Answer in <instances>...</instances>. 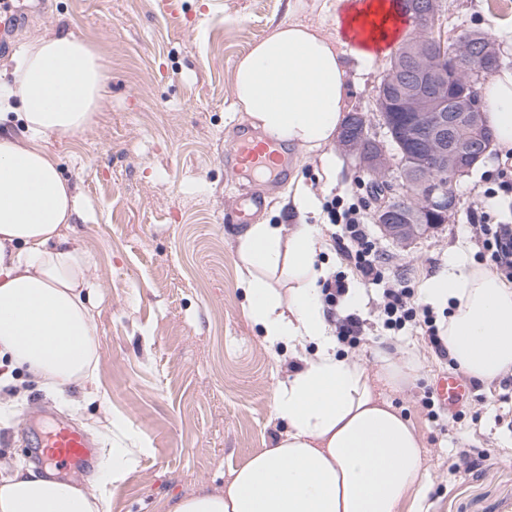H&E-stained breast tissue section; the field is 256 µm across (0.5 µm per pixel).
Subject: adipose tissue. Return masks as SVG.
Instances as JSON below:
<instances>
[{
	"label": "adipose tissue",
	"mask_w": 512,
	"mask_h": 512,
	"mask_svg": "<svg viewBox=\"0 0 512 512\" xmlns=\"http://www.w3.org/2000/svg\"><path fill=\"white\" fill-rule=\"evenodd\" d=\"M331 8L334 34L299 20L278 24L234 74L235 105L251 125L308 152L330 146L343 122V56L370 66L400 44L395 0H333ZM482 93L492 147L512 153V70ZM104 94L100 56L71 34L24 43L0 79V124L14 116L24 127L22 136L0 135V366L60 397L97 378L101 283L92 252L68 234L80 212L45 142L90 127ZM322 246L317 224H254L242 235L246 314L269 348L302 355L273 395V414L288 429L232 471L223 491L173 499L169 512H402L423 496L430 476L420 434L362 364L338 352L320 288L329 275ZM278 272L287 291L272 283ZM422 298L447 307L443 339L460 370L485 384L512 372V284L459 257ZM132 464L126 449H109L96 478L76 486L2 458L0 512H102L109 486Z\"/></svg>",
	"instance_id": "1"
}]
</instances>
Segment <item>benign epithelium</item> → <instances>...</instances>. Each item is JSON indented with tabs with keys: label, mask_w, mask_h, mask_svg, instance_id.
Here are the masks:
<instances>
[{
	"label": "benign epithelium",
	"mask_w": 512,
	"mask_h": 512,
	"mask_svg": "<svg viewBox=\"0 0 512 512\" xmlns=\"http://www.w3.org/2000/svg\"><path fill=\"white\" fill-rule=\"evenodd\" d=\"M408 15L419 28L432 34L420 39L404 64L388 69L377 87V111L391 139L374 141V149L365 155L359 151L352 133L344 130L340 135L341 145L358 156L365 170L385 176L396 172V185L418 199L419 210L427 216L425 224L402 216L394 205L376 214L385 234L400 241L448 223L458 205L452 185L484 159L491 148V138L481 132L479 113L470 111L467 98L458 99L457 111H448V64L464 66L473 75L482 76L498 60L497 49L489 37L485 38L482 52L475 55L467 40L456 38L450 42L442 33L433 34L442 15L440 0H411ZM407 72L413 76L410 81L403 79ZM398 86L402 87L400 103L418 123L407 142L395 133L393 113L388 111L385 97V90ZM427 104L434 105L435 111H423ZM463 121L476 131L475 135L461 134ZM436 168L447 172L448 179L429 176Z\"/></svg>",
	"instance_id": "benign-epithelium-1"
}]
</instances>
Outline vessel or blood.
Segmentation results:
<instances>
[{"mask_svg":"<svg viewBox=\"0 0 512 512\" xmlns=\"http://www.w3.org/2000/svg\"><path fill=\"white\" fill-rule=\"evenodd\" d=\"M27 0H13L8 7L0 6V51L8 47L10 34L25 17ZM227 165L233 176L265 175L282 184L288 172L282 165V152L278 142L270 138L259 139L242 134L226 148ZM267 205V193L262 188L250 189L235 205L233 213L237 222L244 223ZM472 387L459 374H448L436 386V395L449 412L458 411L468 402ZM42 464L55 470L77 467L89 462L92 443L78 427L64 424L49 432L41 442Z\"/></svg>","mask_w":512,"mask_h":512,"instance_id":"vessel-or-blood-1","label":"vessel or blood"}]
</instances>
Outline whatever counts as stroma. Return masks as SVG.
<instances>
[{
	"mask_svg": "<svg viewBox=\"0 0 512 512\" xmlns=\"http://www.w3.org/2000/svg\"><path fill=\"white\" fill-rule=\"evenodd\" d=\"M294 0H47L15 42L70 33L101 57L106 94L90 128L55 135L46 146L74 187L81 217L79 240L95 254L103 281L95 309L98 377L108 406L76 389L49 395L23 379V394L0 410V456L33 464L38 424L47 411L91 435L99 452L128 447L108 432L105 415L127 423L140 452L125 480L109 487L105 512H169L175 498L199 488L220 490L228 473L255 451L273 447L285 426L272 411L273 392L291 372L287 347L269 349L246 315L238 282L239 237L245 227L225 222L248 186L224 173V148L245 128L236 109L237 59L278 24L293 20ZM449 35L495 20L512 24V0H442ZM387 61L368 66L347 58L345 112L361 113L380 136L375 89ZM287 185L274 192L257 222L318 224L321 262L342 273L354 308L365 321L358 347L340 345L376 377L381 358L395 365L415 360L419 370L400 391L381 393L409 418L424 442L430 485L422 512H512V373L478 383L457 419L432 421L424 401L435 381L455 372L418 330L388 335L378 316L375 290L343 261L323 210L301 212L291 198L304 185L317 199L363 201L373 214L372 179L355 154L332 144L333 173L321 153L284 148ZM503 160L489 152L456 186L458 208L447 224L407 242L371 226L383 256L415 290L447 270L459 255L481 258L473 215L488 204L496 221L512 223V198L484 199ZM487 453L486 465L459 478L450 467L461 449Z\"/></svg>",
	"mask_w": 512,
	"mask_h": 512,
	"instance_id": "obj_1",
	"label": "stroma"
}]
</instances>
